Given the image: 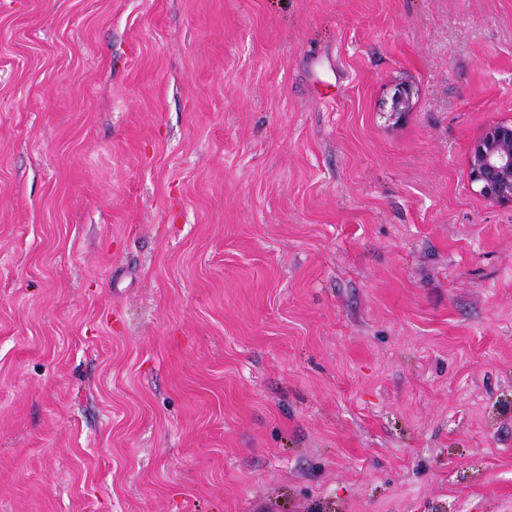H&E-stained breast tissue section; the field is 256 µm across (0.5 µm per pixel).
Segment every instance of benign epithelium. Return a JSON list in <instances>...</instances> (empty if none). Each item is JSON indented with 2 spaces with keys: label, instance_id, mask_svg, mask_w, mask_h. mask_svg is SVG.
Segmentation results:
<instances>
[{
  "label": "benign epithelium",
  "instance_id": "7a95c632",
  "mask_svg": "<svg viewBox=\"0 0 512 512\" xmlns=\"http://www.w3.org/2000/svg\"><path fill=\"white\" fill-rule=\"evenodd\" d=\"M411 89L397 88L392 116L399 119L410 110ZM470 184L492 203L512 204V122L488 124L471 145L466 171Z\"/></svg>",
  "mask_w": 512,
  "mask_h": 512
}]
</instances>
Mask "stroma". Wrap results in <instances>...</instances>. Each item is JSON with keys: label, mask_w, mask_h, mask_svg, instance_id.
I'll return each instance as SVG.
<instances>
[{"label": "stroma", "mask_w": 512, "mask_h": 512, "mask_svg": "<svg viewBox=\"0 0 512 512\" xmlns=\"http://www.w3.org/2000/svg\"><path fill=\"white\" fill-rule=\"evenodd\" d=\"M510 119L512 0H0V512H512ZM467 179L492 203L512 205V122L488 124L471 145Z\"/></svg>", "instance_id": "1"}]
</instances>
